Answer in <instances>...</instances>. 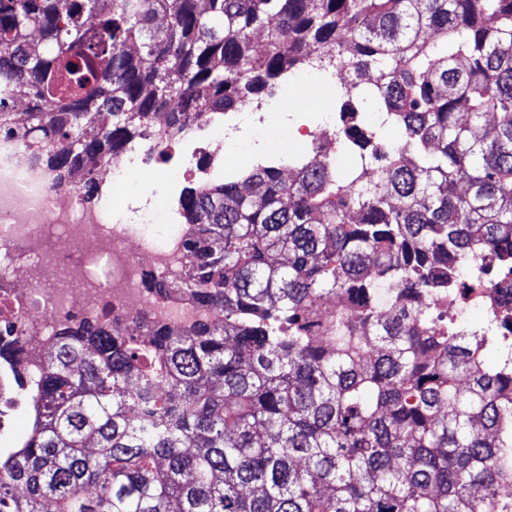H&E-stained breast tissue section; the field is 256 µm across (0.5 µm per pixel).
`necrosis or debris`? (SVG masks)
<instances>
[{"label": "necrosis or debris", "mask_w": 512, "mask_h": 512, "mask_svg": "<svg viewBox=\"0 0 512 512\" xmlns=\"http://www.w3.org/2000/svg\"><path fill=\"white\" fill-rule=\"evenodd\" d=\"M265 119L254 111L194 119L185 134L158 123L145 142L128 145L102 172L117 187L138 179L139 166L162 154L165 191L139 187L119 209L108 198L84 200L78 184L57 186L22 142L0 136V344L24 338L33 370L58 324L69 318L106 308L128 321L147 316L189 325L205 317V309L194 303L153 295L145 275L174 277L184 271L183 243L191 230L177 205L185 183L223 180L225 143L243 126L256 129ZM203 155L209 162L201 167L197 160ZM150 224L168 226L163 243L147 233Z\"/></svg>", "instance_id": "4bbe7bcc"}]
</instances>
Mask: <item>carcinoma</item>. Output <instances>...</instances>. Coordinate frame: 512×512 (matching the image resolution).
I'll use <instances>...</instances> for the list:
<instances>
[{
	"instance_id": "obj_1",
	"label": "carcinoma",
	"mask_w": 512,
	"mask_h": 512,
	"mask_svg": "<svg viewBox=\"0 0 512 512\" xmlns=\"http://www.w3.org/2000/svg\"><path fill=\"white\" fill-rule=\"evenodd\" d=\"M333 51L357 167L189 188V265L146 276L215 317L71 318L29 377L22 341L0 347L33 412L0 450V512H512V340L487 370L492 337L426 303L512 272V0H0V135L91 198L158 122ZM508 311L494 297L489 323Z\"/></svg>"
}]
</instances>
